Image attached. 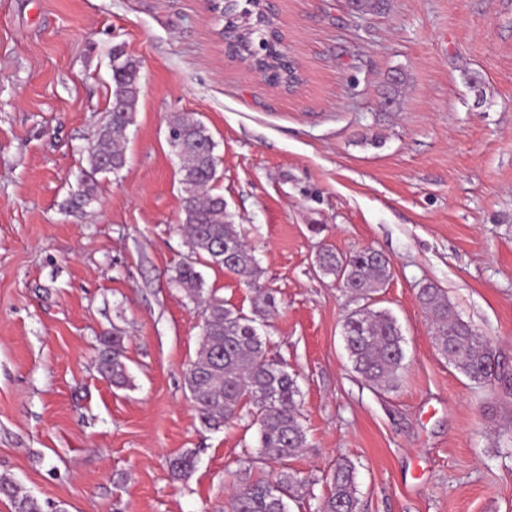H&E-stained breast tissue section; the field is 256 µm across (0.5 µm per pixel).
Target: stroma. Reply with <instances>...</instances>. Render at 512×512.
Segmentation results:
<instances>
[{
    "label": "stroma",
    "mask_w": 512,
    "mask_h": 512,
    "mask_svg": "<svg viewBox=\"0 0 512 512\" xmlns=\"http://www.w3.org/2000/svg\"><path fill=\"white\" fill-rule=\"evenodd\" d=\"M301 81L267 84L227 57L207 0H0V475L62 512H224L255 428H206L185 377L202 309L172 278L188 255L168 122L188 113L219 159L213 193L255 249L276 301L269 357L298 376L307 437L290 512H318L340 461L362 512H512V0H273ZM140 63L126 165L69 213L107 119L110 52ZM407 75L394 106L393 70ZM477 75L480 89L470 88ZM370 248L392 263L375 306L406 344L397 390L356 374L354 304L316 257ZM206 291L251 311L238 275ZM435 284L492 336L497 377L437 350L417 295ZM125 338L131 384L96 365ZM192 452L176 480L169 457Z\"/></svg>",
    "instance_id": "obj_1"
}]
</instances>
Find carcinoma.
Here are the masks:
<instances>
[{
	"mask_svg": "<svg viewBox=\"0 0 512 512\" xmlns=\"http://www.w3.org/2000/svg\"><path fill=\"white\" fill-rule=\"evenodd\" d=\"M224 17L228 56L274 73L273 83L288 88L296 72L288 69L282 56L283 37L269 20L270 7L262 0H230L212 7ZM114 100L125 102L126 111L109 112L89 152L90 173L79 193L67 201L73 212L82 210L94 197V175L124 168L126 156L120 137L131 123L139 99L140 64L115 47L111 53ZM169 143L182 161V212L189 257L176 270L174 284L184 289L204 311L201 343L186 373L190 401L201 422L219 428L235 420H250L257 427L254 459L282 465L276 479L245 482L236 486L227 502L228 512H288V500L305 487V480L287 469L288 461L306 447L297 402L299 389L288 365L267 355L266 340L258 333L257 318L269 315L274 297L259 287L260 267L249 246L226 211L224 197L207 193L215 179V146L207 127L191 115H177L169 123ZM204 263L245 278L256 289L251 314L224 306V299L204 289L196 265ZM317 265L337 278L358 307L343 321L346 349L354 371L370 385L387 390L400 384L405 368L404 338L393 315L370 309L373 294L389 280V263L364 249L338 255L323 248ZM418 301L433 328L435 346L441 355L470 380L489 385L497 377L498 363L492 340L453 313L440 290L429 284L420 289ZM125 337L114 331L101 339L98 355L100 374L117 387L127 383ZM192 453L169 459L171 474L182 479L194 468ZM11 504V512H45L38 499L23 493L7 475L0 476V497ZM323 512H360L355 486V467L336 466Z\"/></svg>",
	"mask_w": 512,
	"mask_h": 512,
	"instance_id": "1",
	"label": "carcinoma"
}]
</instances>
